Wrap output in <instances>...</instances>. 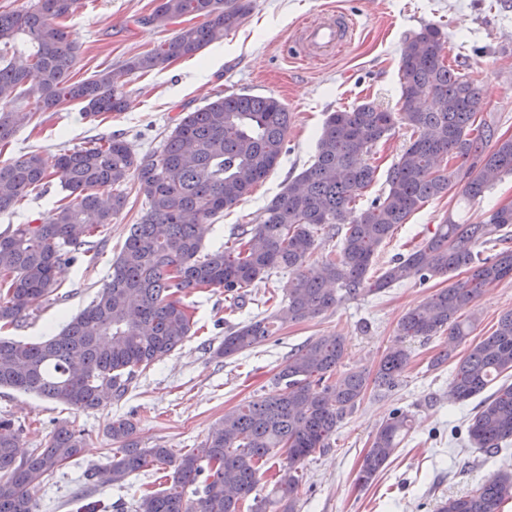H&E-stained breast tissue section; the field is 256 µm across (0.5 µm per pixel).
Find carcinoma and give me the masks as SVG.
I'll use <instances>...</instances> for the list:
<instances>
[{"instance_id":"1","label":"carcinoma","mask_w":512,"mask_h":512,"mask_svg":"<svg viewBox=\"0 0 512 512\" xmlns=\"http://www.w3.org/2000/svg\"><path fill=\"white\" fill-rule=\"evenodd\" d=\"M78 0H34L20 10H0V144L39 112L72 101L85 113L121 112L123 77L161 71L221 40L250 13L251 0H158L150 22L162 25L194 16L157 47L131 57L122 68H105L74 81L77 48L59 20ZM443 28L429 24L405 37L400 52V98L393 112L373 102L327 115L313 162L268 205L258 224L238 229L224 246L203 252L200 228L236 205L277 166L285 147L290 112L273 96L218 95L188 112L170 132L159 160L139 158L117 136L59 154L25 153L0 164V214L54 175L68 192L42 224H18L0 232V323L17 324L35 303L53 296L56 268L86 238L112 223L136 185L145 212L130 225L104 286L90 305L56 334L35 340L0 337V388L46 397L76 410L105 408L120 400L144 370L168 356L190 335L193 314L178 297L218 287L238 303L246 289L274 270L293 275L286 307L230 328L215 350L230 358L270 339L284 322L313 318L344 298L382 292L397 283L465 270L468 276L442 288L399 323V335L430 338L448 333L461 340L471 324L460 320L490 285L512 279V249L480 257L476 247L512 235V206L475 224L447 221L377 277L367 274L377 248L398 224L429 200L441 197L464 170L463 196L480 200L504 174L512 175V139L493 140L486 128L472 132L483 103L473 79L445 60ZM30 107L16 111V104ZM403 123L412 136L387 172L386 188L365 209L356 200L375 181L367 162L378 144ZM112 188V194L98 189ZM340 237L339 249L314 265L308 259L323 233ZM345 354L341 336L318 337L288 358L278 393L226 412L200 445L175 455L161 445L142 448L135 424L112 419L107 433L119 444L112 459L85 473L97 489L124 482L147 469H169V487L139 498L135 512H296L298 468L329 445L369 382L396 387L409 364L394 346L374 375L338 373ZM512 372V311L494 332L470 344L456 364L450 399L465 402L498 376ZM409 415L395 410L372 437L356 483L370 484L390 463L408 428ZM21 430L0 418V512H39L36 492L59 468L79 456L85 439L60 425L48 444L20 457ZM469 442L495 455L512 442V384L482 402L468 426ZM281 455L273 488L256 494L260 470ZM512 499V472L488 478L468 494L448 497L436 512H502Z\"/></svg>"}]
</instances>
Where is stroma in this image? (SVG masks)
Instances as JSON below:
<instances>
[{
    "label": "stroma",
    "instance_id": "35a3bbf8",
    "mask_svg": "<svg viewBox=\"0 0 512 512\" xmlns=\"http://www.w3.org/2000/svg\"><path fill=\"white\" fill-rule=\"evenodd\" d=\"M64 22L78 49L72 76L84 80L95 71L120 68L131 56L149 51L169 38L173 26L152 23L157 0H80ZM355 14L359 24L351 49L322 62H300L282 53L300 24L324 10ZM441 25L465 73L475 81L484 102L482 114L496 136L512 137V0H253L244 21L191 57L166 69L134 73L126 78L124 111L87 117L81 103L69 102L19 129L0 147V164L32 150L60 153L110 136L123 137L140 157L160 158L174 117L205 106L218 95L246 92L275 96L286 104L290 125L285 152L275 169L235 206L207 226L203 246L227 241L237 224L259 223L266 207L312 162L328 113L364 101L396 109L400 97L399 59L407 35L424 25ZM411 131L397 125L370 162L375 181L357 201L367 207L385 189L389 168L398 160ZM65 193L59 177L29 192L13 211L0 214V231L10 224L46 222ZM512 205V175L502 176L484 198L465 201L460 189L430 200L406 223L395 226L378 248L369 277H377L395 256L405 255L432 236L439 224L452 220L472 224L498 207ZM145 209L133 196L112 224L101 227L75 260L60 265L57 296L34 304L18 327L0 330L17 340L45 336L89 305L103 287L114 257ZM465 272L427 283L411 279L374 295L343 299L318 316L284 323L282 331L254 349L230 359L214 357L228 328L255 315H268L286 303L288 272L271 273L249 288L239 308H231L220 288L183 295L194 309L195 325L182 347L155 363L131 384L112 406L77 411L20 391L0 389V417L23 430L22 454L46 447L55 428L69 423L82 431L87 445L39 493L40 512H77V500L89 493L85 472L107 463L113 444L106 433L112 418L125 416L136 425L145 448L162 445L175 454L203 441L225 411L277 391L275 378L292 351L321 336H341L345 371L374 372L395 343H403L410 363L399 383L386 390L368 387L364 397L331 437L328 448L308 457L299 469L297 512H435L444 498L470 492L501 471H512V444L490 456L473 448L467 426L477 402L452 403L449 389L455 360L471 341L489 336L499 317L512 310V279L484 290L473 313L468 339L448 334L400 339L398 323L410 309ZM451 362L434 365L440 351ZM407 412L411 429L388 467L372 484L360 487L355 476L377 428L393 410ZM164 471L131 475L123 487L94 492L95 499L135 512L144 491L168 486Z\"/></svg>",
    "mask_w": 512,
    "mask_h": 512
}]
</instances>
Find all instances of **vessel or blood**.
<instances>
[{
  "label": "vessel or blood",
  "instance_id": "vessel-or-blood-1",
  "mask_svg": "<svg viewBox=\"0 0 512 512\" xmlns=\"http://www.w3.org/2000/svg\"><path fill=\"white\" fill-rule=\"evenodd\" d=\"M356 30L354 20L347 14L323 12L300 26L298 39L289 41L285 52L293 59L319 62L344 53Z\"/></svg>",
  "mask_w": 512,
  "mask_h": 512
}]
</instances>
